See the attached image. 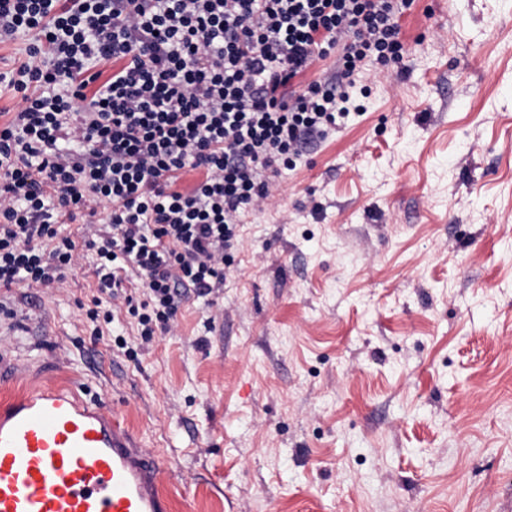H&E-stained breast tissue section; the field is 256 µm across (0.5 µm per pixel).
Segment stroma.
I'll list each match as a JSON object with an SVG mask.
<instances>
[{
  "label": "stroma",
  "instance_id": "stroma-1",
  "mask_svg": "<svg viewBox=\"0 0 512 512\" xmlns=\"http://www.w3.org/2000/svg\"><path fill=\"white\" fill-rule=\"evenodd\" d=\"M401 25L403 73L364 79L175 333L94 335L89 257L14 288L0 403L81 383L164 457L170 512H512V0Z\"/></svg>",
  "mask_w": 512,
  "mask_h": 512
}]
</instances>
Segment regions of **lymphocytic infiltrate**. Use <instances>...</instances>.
Segmentation results:
<instances>
[{"label":"lymphocytic infiltrate","mask_w":512,"mask_h":512,"mask_svg":"<svg viewBox=\"0 0 512 512\" xmlns=\"http://www.w3.org/2000/svg\"><path fill=\"white\" fill-rule=\"evenodd\" d=\"M414 4L0 0V42L29 39L0 70L15 100L0 125V288L65 287L91 251L98 294L143 342L174 332L185 299L223 288L244 215L348 119L360 75L401 64ZM77 220L78 239L63 230Z\"/></svg>","instance_id":"f902f5d3"}]
</instances>
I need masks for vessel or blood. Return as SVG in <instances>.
Instances as JSON below:
<instances>
[{
	"label": "vessel or blood",
	"instance_id": "vessel-or-blood-1",
	"mask_svg": "<svg viewBox=\"0 0 512 512\" xmlns=\"http://www.w3.org/2000/svg\"><path fill=\"white\" fill-rule=\"evenodd\" d=\"M161 472L76 387L33 386L0 407V512H169Z\"/></svg>",
	"mask_w": 512,
	"mask_h": 512
}]
</instances>
